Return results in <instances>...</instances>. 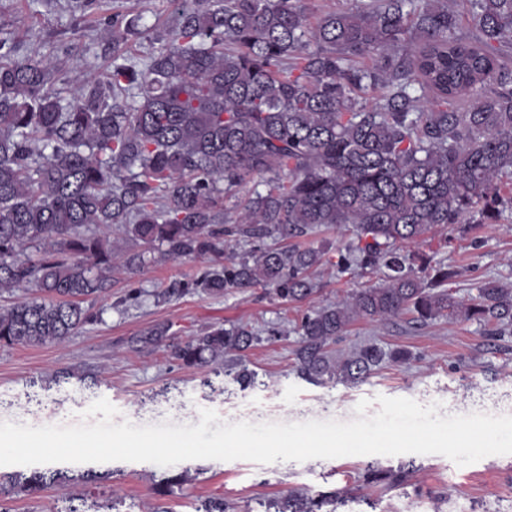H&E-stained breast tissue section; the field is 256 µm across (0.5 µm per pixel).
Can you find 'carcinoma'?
<instances>
[{
	"label": "carcinoma",
	"mask_w": 512,
	"mask_h": 512,
	"mask_svg": "<svg viewBox=\"0 0 512 512\" xmlns=\"http://www.w3.org/2000/svg\"><path fill=\"white\" fill-rule=\"evenodd\" d=\"M480 38L460 37L448 0H194L142 63L127 55L134 23L115 12L112 56L98 79L64 78L47 42L27 50L0 37V291L36 296L0 308V345L63 342L92 318L83 303L106 296L112 269L135 273L157 249L167 259L214 256L224 265L157 298L272 288L291 303L317 293L322 246L254 247L226 254L234 237L298 238L349 224L336 269H379L383 283L305 314L294 350L299 378L358 384L404 351L331 346L359 320L443 318L512 332V288L486 280L467 301L454 268L400 245L436 226L459 237L498 219L512 195V0H468ZM99 0H67L84 17ZM253 184L228 218L226 199ZM115 225L143 250L119 256L100 227ZM247 324H212L173 347L186 368L215 366L243 387L256 376L224 359L263 340ZM410 467L369 465L368 485L389 489ZM66 478L33 467L0 474V496H36ZM348 492L290 491L274 512H337Z\"/></svg>",
	"instance_id": "obj_1"
}]
</instances>
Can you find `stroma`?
<instances>
[{"mask_svg": "<svg viewBox=\"0 0 512 512\" xmlns=\"http://www.w3.org/2000/svg\"><path fill=\"white\" fill-rule=\"evenodd\" d=\"M184 0H102L103 16L120 10L147 21H172ZM0 31L30 47L60 40L73 49L64 59L66 69L95 72L103 63L106 32L97 22L71 15L61 0L34 5L22 0H0ZM449 227L437 228L431 238L414 243V250L447 263L459 276L455 288L462 299L476 294L489 278L512 285V212L504 211L496 223L478 224L469 236L453 239ZM451 244L440 247L439 242ZM210 259L161 258L151 252L148 264L130 274H112L108 296L90 302L92 322L81 326L61 343L38 346H0V421L34 427L75 425L83 412L100 398L118 410L115 423L136 425L170 422L198 424L200 409L214 410L222 421L235 423L304 422L355 419V407L376 396L403 397L429 405L439 403L440 416L475 412L512 414V336L490 341L483 328L468 322L437 320L418 325L401 317L391 321L355 322L336 343L337 352L374 343L385 350L403 349L410 358L403 364L386 363L359 384H316L298 379L293 371V350L298 340L295 325L307 311L342 300L359 289L381 283L379 271L358 269L338 273L329 264L315 278L318 293L291 304L254 288L220 297L190 293L173 302L158 300V292L171 284L199 276ZM243 322L255 330H280L279 338L262 341L245 357L259 386L242 389L224 384L210 368H185L171 361L169 345L187 340L206 326ZM60 368L74 371L69 383L48 389L35 387L40 377ZM95 385L84 387L79 375ZM212 377V387L201 381ZM383 467L413 462L407 485L391 490L365 485L360 475L369 461ZM68 480L47 486L40 495L16 497L12 512H59L65 501L82 495L78 482L84 465L63 466ZM180 474L184 481L172 494L159 496L155 485ZM344 487L352 495L375 501V512H512V455H493L457 466L441 455L344 456L304 462L257 464L247 460H187L169 467L149 462L116 461L95 494L103 512H193V505L210 496L224 497L232 512H264L270 499L299 489L332 491Z\"/></svg>", "mask_w": 512, "mask_h": 512, "instance_id": "obj_1", "label": "stroma"}]
</instances>
